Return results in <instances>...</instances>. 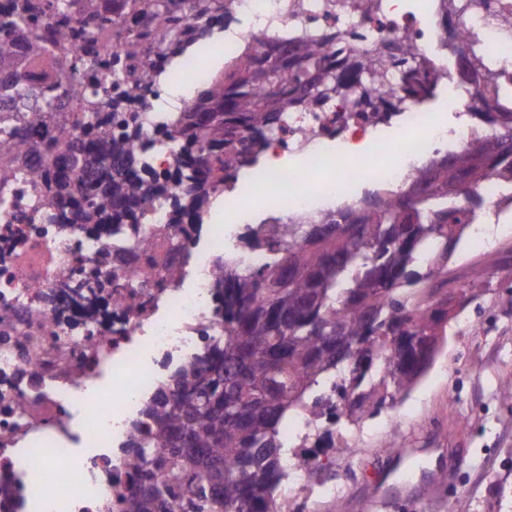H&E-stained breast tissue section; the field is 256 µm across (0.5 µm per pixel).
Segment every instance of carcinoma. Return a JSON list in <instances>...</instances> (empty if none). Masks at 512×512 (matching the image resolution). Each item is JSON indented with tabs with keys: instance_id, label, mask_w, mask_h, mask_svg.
I'll use <instances>...</instances> for the list:
<instances>
[{
	"instance_id": "obj_1",
	"label": "carcinoma",
	"mask_w": 512,
	"mask_h": 512,
	"mask_svg": "<svg viewBox=\"0 0 512 512\" xmlns=\"http://www.w3.org/2000/svg\"><path fill=\"white\" fill-rule=\"evenodd\" d=\"M181 0H18L14 18L0 23V105L21 113L29 134L0 139V151L32 162L31 175L63 222L111 233L138 223L137 211L167 191L137 157L138 113L124 103L139 97L158 71L160 54L185 45L173 27ZM213 24L234 0H194ZM486 10L512 38V11L485 0H441L440 39L455 56L461 83L474 88L470 111L492 128L418 167L402 191L369 193L353 209L308 224H268L260 244L269 263L250 274L221 273L224 341L205 360L181 366L172 384L146 405L153 462L161 477L142 479L124 500L125 512H280L275 493L288 477L280 425L292 410L355 424L411 389L427 367L423 337L440 329L448 285L483 284L485 266L466 279L448 263L466 225L458 195L482 206L476 188L512 178V109L499 103L496 74L484 62L479 35L455 41V24ZM52 30V45L44 29ZM124 43L137 59L129 69L101 42ZM327 37L309 30L263 56L244 52L223 75L203 82L180 121L181 160L172 175L177 211L198 220L212 194L237 178L247 155L240 130H274L282 113L334 99L355 112L386 104L394 91L418 105L434 95L427 58L408 36L372 53L333 59ZM84 81L70 124L42 136L52 104L43 83L63 75ZM112 101L115 131H103L102 100ZM81 136L74 139L70 128ZM429 268H416L420 253ZM336 380L332 393L321 388Z\"/></svg>"
}]
</instances>
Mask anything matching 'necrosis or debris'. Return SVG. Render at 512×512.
Instances as JSON below:
<instances>
[{
    "instance_id": "necrosis-or-debris-1",
    "label": "necrosis or debris",
    "mask_w": 512,
    "mask_h": 512,
    "mask_svg": "<svg viewBox=\"0 0 512 512\" xmlns=\"http://www.w3.org/2000/svg\"><path fill=\"white\" fill-rule=\"evenodd\" d=\"M345 28L350 49L369 53L410 35L449 94L468 99L448 71L437 14L408 19L381 0L366 17L326 0H236L224 22V55L253 47L256 32L296 37ZM479 31L500 96L512 98V40L469 16L461 40ZM205 42L166 69L164 83L209 71ZM163 85L146 91L139 151L158 178L180 161L176 115L160 110ZM392 128L391 138L373 129ZM471 122L445 124L429 112H341L335 104L289 113L263 137L243 131L255 162L248 184L224 186V207L203 224H180L170 200L149 203L121 238L60 223L24 160L0 155V512H123V499L151 458H139L142 405L187 360L224 333L217 271L253 272L269 259L252 231L274 219L317 214L366 184L399 189L421 163L478 136ZM297 156L296 168L279 166ZM111 395H103V387ZM95 449L92 457L84 449Z\"/></svg>"
}]
</instances>
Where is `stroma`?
I'll return each mask as SVG.
<instances>
[{
    "instance_id": "1",
    "label": "stroma",
    "mask_w": 512,
    "mask_h": 512,
    "mask_svg": "<svg viewBox=\"0 0 512 512\" xmlns=\"http://www.w3.org/2000/svg\"><path fill=\"white\" fill-rule=\"evenodd\" d=\"M477 262L483 291L411 392L308 441L309 475L277 492L288 512H512V224L465 235L449 266Z\"/></svg>"
}]
</instances>
